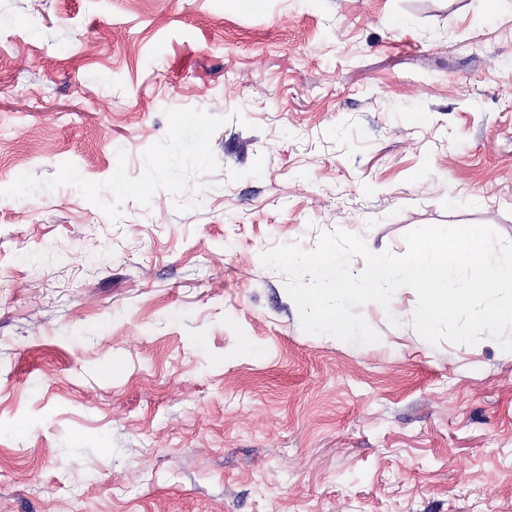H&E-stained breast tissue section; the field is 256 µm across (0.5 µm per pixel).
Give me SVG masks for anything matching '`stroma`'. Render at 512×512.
<instances>
[{
	"label": "stroma",
	"mask_w": 512,
	"mask_h": 512,
	"mask_svg": "<svg viewBox=\"0 0 512 512\" xmlns=\"http://www.w3.org/2000/svg\"><path fill=\"white\" fill-rule=\"evenodd\" d=\"M448 224L512 242V0H0V512H512V355L261 261Z\"/></svg>",
	"instance_id": "obj_1"
}]
</instances>
